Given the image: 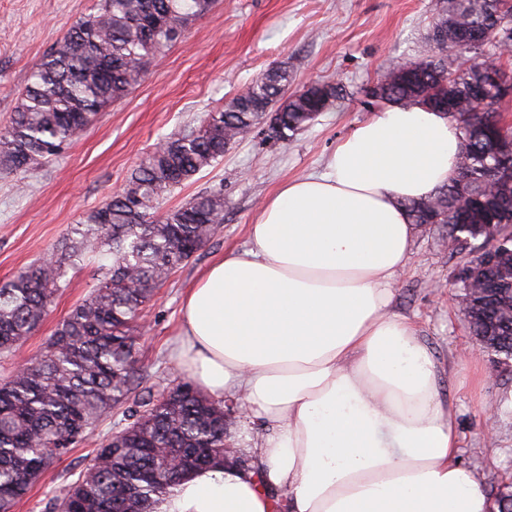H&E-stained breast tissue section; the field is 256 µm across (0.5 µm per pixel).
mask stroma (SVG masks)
Here are the masks:
<instances>
[{
    "label": "stroma",
    "instance_id": "stroma-1",
    "mask_svg": "<svg viewBox=\"0 0 512 512\" xmlns=\"http://www.w3.org/2000/svg\"><path fill=\"white\" fill-rule=\"evenodd\" d=\"M94 0H0V127L40 58ZM435 0H215L185 37L153 57L142 81L103 109L94 124L56 159L27 171L0 170V288L24 267L51 254L71 225L108 202L166 137L200 124L271 68L287 67L289 91L315 81L340 82L350 92L289 140L257 126L224 158L159 200L160 212L219 190L224 222L213 237L154 292L143 310L144 332L134 366L141 394L160 396L188 380L173 349L185 293L200 272L229 249L247 245L263 200L283 182L321 173L340 139L369 117L367 89L378 72L423 56ZM446 228L416 229L406 269L394 289V311L412 319L443 369L441 394L455 417L458 459L483 478L512 482V367L492 372L475 351L459 312L456 276L478 253V242L445 249ZM98 271H69L50 314L12 355L0 356V379L43 359L56 324L94 287ZM495 411L485 415L484 404ZM127 423L113 409L85 439L56 459L13 512H44L62 495L112 433Z\"/></svg>",
    "mask_w": 512,
    "mask_h": 512
}]
</instances>
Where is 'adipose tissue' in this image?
<instances>
[{"instance_id":"1","label":"adipose tissue","mask_w":512,"mask_h":512,"mask_svg":"<svg viewBox=\"0 0 512 512\" xmlns=\"http://www.w3.org/2000/svg\"><path fill=\"white\" fill-rule=\"evenodd\" d=\"M459 130L384 108L323 174L283 183L186 293L175 354L196 387L238 398L249 468L187 476L158 512H490L458 460L434 356L391 310L414 227L400 205L457 173Z\"/></svg>"}]
</instances>
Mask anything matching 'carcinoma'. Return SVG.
<instances>
[{"mask_svg":"<svg viewBox=\"0 0 512 512\" xmlns=\"http://www.w3.org/2000/svg\"><path fill=\"white\" fill-rule=\"evenodd\" d=\"M436 4L433 29L482 33L500 21L512 25V0H464L456 9ZM212 0H96L69 33L33 68L10 123L0 128V167L10 171L50 160L87 130L94 116L127 94L144 76V63L180 40L204 17ZM158 30L146 38L136 22ZM512 49L481 37L469 49L431 46L417 61L378 75L367 93L385 105H421L442 112L459 130L456 176L426 198L401 202L409 223L460 224L465 238L490 249L491 265L467 289H486L483 308L497 316L469 323L471 336L497 342L512 361V128L493 105L506 93L487 78L512 82L505 64ZM288 70L271 69L215 112L198 131L166 139L131 177L127 189L70 227L51 257L21 271L0 288V353H11L45 320L68 270L99 262L90 294L58 322L51 353L0 382V510L14 507L55 459L139 386L134 370L142 310L154 289L191 259L224 223V195L210 192L156 214L161 194L224 157L227 146L267 122L287 140L345 98L338 83H316L285 96ZM491 108L475 111L478 88ZM122 437L97 449L93 463L46 512H156L187 474L224 462L233 445L224 402L183 382L156 400L127 408Z\"/></svg>","mask_w":512,"mask_h":512,"instance_id":"cac0c4a2","label":"carcinoma"}]
</instances>
